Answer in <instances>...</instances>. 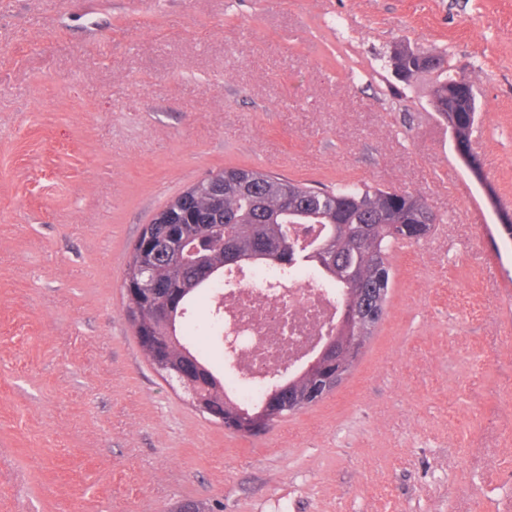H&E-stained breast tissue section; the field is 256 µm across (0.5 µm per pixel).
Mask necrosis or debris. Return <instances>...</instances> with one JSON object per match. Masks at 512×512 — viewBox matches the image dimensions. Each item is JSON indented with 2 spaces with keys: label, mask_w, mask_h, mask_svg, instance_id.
<instances>
[{
  "label": "necrosis or debris",
  "mask_w": 512,
  "mask_h": 512,
  "mask_svg": "<svg viewBox=\"0 0 512 512\" xmlns=\"http://www.w3.org/2000/svg\"><path fill=\"white\" fill-rule=\"evenodd\" d=\"M212 296L225 323L240 329L238 367L225 376L228 394L243 405L260 396L269 374L301 371L317 352L321 336L337 325L334 285L314 271L245 267L225 272Z\"/></svg>",
  "instance_id": "obj_1"
}]
</instances>
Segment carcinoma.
I'll return each mask as SVG.
<instances>
[{"mask_svg": "<svg viewBox=\"0 0 512 512\" xmlns=\"http://www.w3.org/2000/svg\"><path fill=\"white\" fill-rule=\"evenodd\" d=\"M456 82L467 84L469 79L448 72L434 98L445 99L448 84ZM474 120L469 112L456 113L450 127L453 137L469 140ZM214 178L220 182L218 197L197 182L161 207V223L146 225L150 234L138 236L124 272L123 287L147 289L137 300L142 312L150 314L159 302L172 304L168 322L156 325L151 334L180 348L173 365L189 367L204 395L224 388V377L200 356L186 318L215 283L224 281V270L234 266H272L285 274L290 265L320 270L339 288L342 320L335 336L354 355H361L384 314L392 248L398 243L418 244L433 230L426 223L425 200L405 190L393 194L369 185L315 188L258 169L226 168ZM294 224L320 225L324 235L319 244L306 251L293 237ZM176 226L205 255L208 272L192 267L180 272L162 252L168 232ZM339 367L340 362L329 358L311 372L289 377L274 418L306 408L315 377L331 375ZM213 408L227 421L241 405L225 393L213 399Z\"/></svg>", "mask_w": 512, "mask_h": 512, "instance_id": "carcinoma-1", "label": "carcinoma"}]
</instances>
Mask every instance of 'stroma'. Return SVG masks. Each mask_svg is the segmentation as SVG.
Segmentation results:
<instances>
[{"label":"stroma","instance_id":"obj_1","mask_svg":"<svg viewBox=\"0 0 512 512\" xmlns=\"http://www.w3.org/2000/svg\"><path fill=\"white\" fill-rule=\"evenodd\" d=\"M477 94L459 156L434 72ZM231 167L424 198L321 402L242 434L125 314L143 226ZM512 0H0V512H512Z\"/></svg>","mask_w":512,"mask_h":512}]
</instances>
